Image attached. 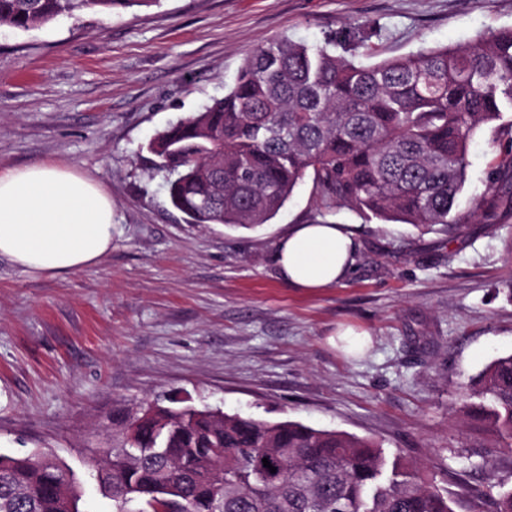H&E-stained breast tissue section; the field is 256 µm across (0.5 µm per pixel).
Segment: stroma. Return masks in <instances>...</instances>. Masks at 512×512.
Segmentation results:
<instances>
[{
  "label": "stroma",
  "instance_id": "obj_1",
  "mask_svg": "<svg viewBox=\"0 0 512 512\" xmlns=\"http://www.w3.org/2000/svg\"><path fill=\"white\" fill-rule=\"evenodd\" d=\"M512 27V0H159L29 31L0 30V167L41 161L97 180L112 248L65 275L0 256V452L53 454L112 512L86 454L112 415L170 395L198 408L299 421L416 463L468 512L464 489L512 487V453L469 417L462 390L512 353V210L478 209L506 142L470 144L454 235L337 203L312 179L255 230L187 224L146 145L223 97L247 55L282 38L335 40L368 63ZM347 225L342 284L288 287L275 246L298 224ZM369 332L357 354L334 339Z\"/></svg>",
  "mask_w": 512,
  "mask_h": 512
}]
</instances>
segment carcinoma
Listing matches in <instances>:
<instances>
[{"label": "carcinoma", "instance_id": "carcinoma-1", "mask_svg": "<svg viewBox=\"0 0 512 512\" xmlns=\"http://www.w3.org/2000/svg\"><path fill=\"white\" fill-rule=\"evenodd\" d=\"M160 0H0V28L29 30L91 11ZM512 28L374 64L336 41L272 40L224 96L147 145L188 224L269 223L308 176L324 200L422 229L456 227L469 143L485 127L508 141L480 206H512ZM467 411L512 449V353L467 387ZM116 425L93 473L114 512H454L420 469L376 443L297 421L148 405ZM268 459L276 472L263 466ZM75 473L43 452L0 454V512H80ZM512 512V489H470V512ZM133 503L139 508L130 510Z\"/></svg>", "mask_w": 512, "mask_h": 512}]
</instances>
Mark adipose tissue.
Wrapping results in <instances>:
<instances>
[{
    "instance_id": "ef3b65f1",
    "label": "adipose tissue",
    "mask_w": 512,
    "mask_h": 512,
    "mask_svg": "<svg viewBox=\"0 0 512 512\" xmlns=\"http://www.w3.org/2000/svg\"><path fill=\"white\" fill-rule=\"evenodd\" d=\"M111 197L90 176L41 162L0 170V255L24 270L61 275L112 247ZM357 241L341 224H299L276 245L282 279L296 288H333L352 270Z\"/></svg>"
}]
</instances>
